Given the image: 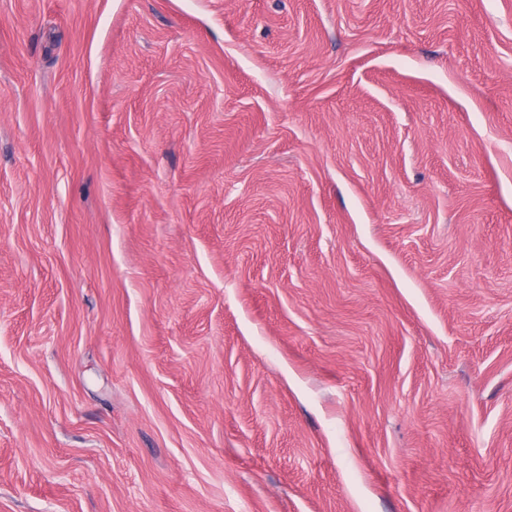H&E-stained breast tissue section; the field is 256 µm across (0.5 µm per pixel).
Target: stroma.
Instances as JSON below:
<instances>
[{
  "label": "stroma",
  "mask_w": 512,
  "mask_h": 512,
  "mask_svg": "<svg viewBox=\"0 0 512 512\" xmlns=\"http://www.w3.org/2000/svg\"><path fill=\"white\" fill-rule=\"evenodd\" d=\"M0 512H512V0H0Z\"/></svg>",
  "instance_id": "1"
}]
</instances>
